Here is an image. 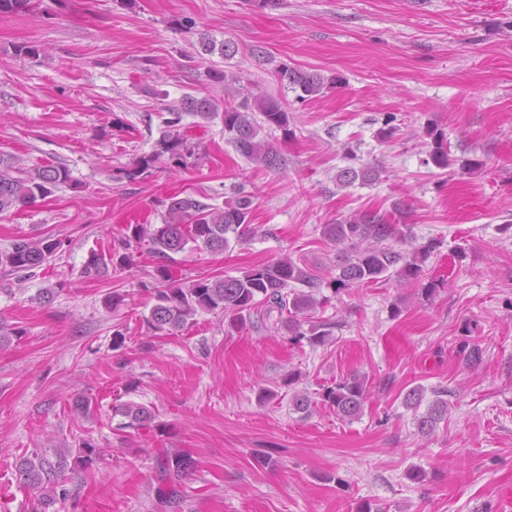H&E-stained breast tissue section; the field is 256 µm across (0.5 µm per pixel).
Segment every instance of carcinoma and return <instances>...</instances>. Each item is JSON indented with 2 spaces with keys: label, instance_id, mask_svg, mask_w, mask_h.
Listing matches in <instances>:
<instances>
[{
  "label": "carcinoma",
  "instance_id": "obj_1",
  "mask_svg": "<svg viewBox=\"0 0 512 512\" xmlns=\"http://www.w3.org/2000/svg\"><path fill=\"white\" fill-rule=\"evenodd\" d=\"M224 80V111L207 96H188L182 107L168 113L166 130L152 153L140 157L135 166L122 170V175L135 178L166 162L176 159L183 166L195 155L194 145L186 133L183 116L191 114L205 121L221 119L224 136L244 158L261 167L275 171L282 159L270 144L260 137L263 129L279 130L284 138L292 136L289 112L277 99L253 92L252 84H243L236 77L218 72L210 73ZM279 81L297 92V99L310 100L328 86L339 84V78H326L318 72L284 65L277 71ZM261 115L256 120L255 114ZM431 150L427 162L439 169L454 164L450 159L448 135L434 123L424 129ZM381 177V170L371 165L347 166L337 171L336 186L351 187L357 183L372 184ZM72 185L69 169L52 162L28 163L20 155L0 153V215L31 206L51 196L56 190ZM254 195L243 187L231 188L230 196L219 206L187 194L167 199L160 224H131L130 234L119 242V250L109 254L91 253L81 275L103 278L111 271H122L135 264L132 248L142 242L161 259L155 267L152 281L142 284L149 295V313L144 322L162 335H176L193 324L201 314L232 315V321L243 324L258 308H263L262 320L269 328L282 325L288 329L290 340L311 346L326 343L332 336L329 322L306 320L309 312L330 302V297H317L324 288L333 295L351 288L380 280L418 284V292L430 298L437 283L422 282V264L438 247L431 239L423 244L413 243L405 225L393 224L386 215L367 210L350 215L322 227V236L335 247H342L344 257L336 265V273L324 278L303 260L284 256L276 261L256 265L239 276L203 277L187 284L176 278L173 255L186 250L222 252L230 242L238 244L251 240L256 227L251 224ZM62 240L51 235L15 240L7 250L0 251V270L18 278L30 277L34 271L54 258ZM459 353L466 362L478 365L483 350L476 343L464 341ZM434 399L424 402L425 389L416 386L403 398V406L413 411L419 434L431 436L438 425L448 420V388L433 389ZM314 400L309 393L296 391L292 396L298 411L308 413L321 404L331 408L344 419L353 420L363 411L367 396V379L359 374L341 378L317 392ZM113 416L121 417L116 430L137 433L153 427L155 412L148 406L128 401L112 407ZM100 449L89 442L77 448H38L16 459L15 478L19 485L36 494L35 512H59L72 496L66 473L71 463L91 465ZM197 466V460L186 450L164 448L157 457L156 508L159 512H175L182 502L181 488L186 477Z\"/></svg>",
  "mask_w": 512,
  "mask_h": 512
}]
</instances>
